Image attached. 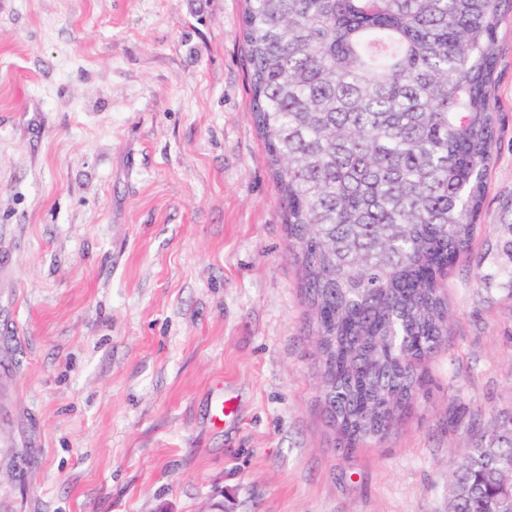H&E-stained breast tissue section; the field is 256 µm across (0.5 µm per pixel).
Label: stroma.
Instances as JSON below:
<instances>
[{
  "instance_id": "35a3bbf8",
  "label": "stroma",
  "mask_w": 512,
  "mask_h": 512,
  "mask_svg": "<svg viewBox=\"0 0 512 512\" xmlns=\"http://www.w3.org/2000/svg\"><path fill=\"white\" fill-rule=\"evenodd\" d=\"M243 9L0 0V512H448L465 422L512 410V14L448 346L404 424L349 451L253 120Z\"/></svg>"
}]
</instances>
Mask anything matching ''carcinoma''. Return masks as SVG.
Masks as SVG:
<instances>
[{"label":"carcinoma","instance_id":"1","mask_svg":"<svg viewBox=\"0 0 512 512\" xmlns=\"http://www.w3.org/2000/svg\"><path fill=\"white\" fill-rule=\"evenodd\" d=\"M512 0H245L254 123L316 339L322 402L351 449L429 390L445 282L482 229L502 131L491 103ZM512 412L449 475L448 512H500Z\"/></svg>","mask_w":512,"mask_h":512}]
</instances>
